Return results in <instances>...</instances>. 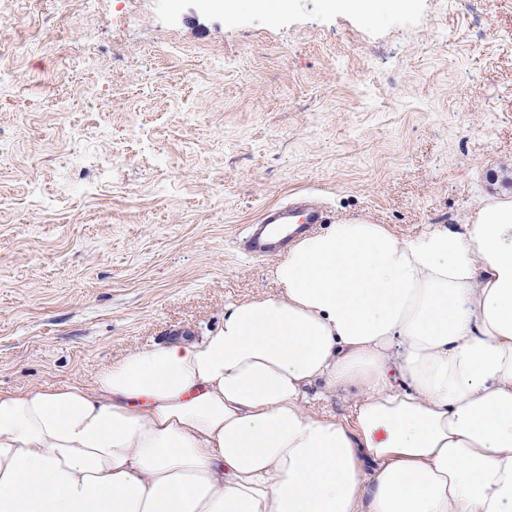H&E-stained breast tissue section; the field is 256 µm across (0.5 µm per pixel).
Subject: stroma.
Listing matches in <instances>:
<instances>
[{
    "instance_id": "obj_1",
    "label": "stroma",
    "mask_w": 512,
    "mask_h": 512,
    "mask_svg": "<svg viewBox=\"0 0 512 512\" xmlns=\"http://www.w3.org/2000/svg\"><path fill=\"white\" fill-rule=\"evenodd\" d=\"M0 0V392L89 383L274 294L238 241L454 228L511 195L512 0ZM327 220V213L308 198L288 199V204L273 206L261 214V224L256 225L254 234L244 242L242 251L252 259H265L309 232L315 224H324ZM278 224L290 227H276Z\"/></svg>"
}]
</instances>
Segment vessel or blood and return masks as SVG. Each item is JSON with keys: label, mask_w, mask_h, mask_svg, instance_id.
<instances>
[{"label": "vessel or blood", "mask_w": 512, "mask_h": 512, "mask_svg": "<svg viewBox=\"0 0 512 512\" xmlns=\"http://www.w3.org/2000/svg\"><path fill=\"white\" fill-rule=\"evenodd\" d=\"M327 220L326 212L309 199H291L288 204L273 206L262 213L254 234L244 242L242 250L252 259H265Z\"/></svg>", "instance_id": "vessel-or-blood-1"}]
</instances>
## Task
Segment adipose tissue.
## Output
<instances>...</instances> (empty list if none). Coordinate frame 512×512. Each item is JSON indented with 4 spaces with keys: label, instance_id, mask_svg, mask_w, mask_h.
<instances>
[{
    "label": "adipose tissue",
    "instance_id": "obj_1",
    "mask_svg": "<svg viewBox=\"0 0 512 512\" xmlns=\"http://www.w3.org/2000/svg\"><path fill=\"white\" fill-rule=\"evenodd\" d=\"M272 274L202 342L0 393V512H512V197L340 220Z\"/></svg>",
    "mask_w": 512,
    "mask_h": 512
}]
</instances>
